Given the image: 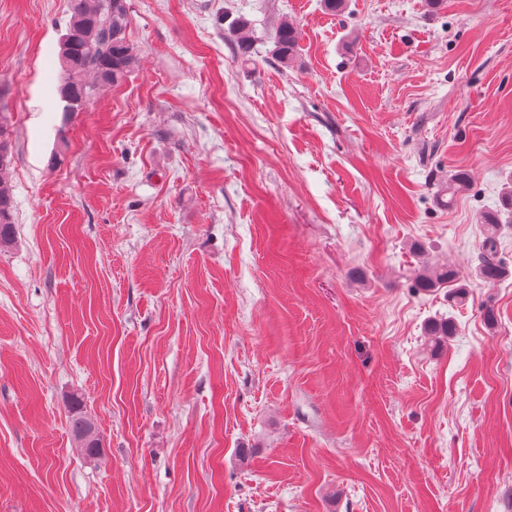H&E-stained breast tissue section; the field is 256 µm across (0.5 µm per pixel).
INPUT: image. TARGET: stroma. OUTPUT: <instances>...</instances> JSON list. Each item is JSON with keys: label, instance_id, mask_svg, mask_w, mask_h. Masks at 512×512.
Segmentation results:
<instances>
[{"label": "stroma", "instance_id": "1", "mask_svg": "<svg viewBox=\"0 0 512 512\" xmlns=\"http://www.w3.org/2000/svg\"><path fill=\"white\" fill-rule=\"evenodd\" d=\"M128 4L138 67L67 112L68 0H0V512H512V278L476 275L512 182V0ZM425 261L466 305L416 288ZM298 31L295 24L284 17L278 22L274 32L273 40L275 46V56L281 64L288 66L297 54ZM230 33L240 54L247 55L252 51L255 36L251 22L246 19H238L232 22ZM12 151L10 129L0 113V251L10 249L16 240L14 198L10 182ZM458 273L448 265L423 266L415 276L416 288L422 291H431L443 285H456L448 289V303L464 305L469 299V291L464 284H460ZM424 334L431 336L432 343L438 346L456 334V325L449 317L448 319H432L425 325ZM72 411L73 433L84 455L95 459L101 454L102 444L91 420L83 412V401L79 396H74L70 402Z\"/></svg>", "mask_w": 512, "mask_h": 512}]
</instances>
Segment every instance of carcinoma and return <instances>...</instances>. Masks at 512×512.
Wrapping results in <instances>:
<instances>
[{
  "mask_svg": "<svg viewBox=\"0 0 512 512\" xmlns=\"http://www.w3.org/2000/svg\"><path fill=\"white\" fill-rule=\"evenodd\" d=\"M69 19L60 51L64 77L59 85V96L64 111L79 112L92 101L100 90L123 82L135 69L138 57L135 47L127 38L129 6L127 0H68ZM230 33L237 50L242 55L252 51L255 40L251 22L238 19L231 23ZM273 40L275 56L286 65L293 61L298 48V31L295 24L284 17L278 22ZM12 151L10 129L6 117L0 113V251L13 246L16 240L14 198L10 182ZM467 186V177L458 172L448 180V201L453 204L456 195ZM484 240L483 256L478 266L480 279L492 286L512 275V270L497 256L498 234L502 215L487 213L480 216ZM454 284L448 289V302L463 305L469 291L459 283L458 273L446 265L423 266L415 276V285L422 291H431L443 285ZM424 334L438 346L456 334L451 319H432ZM73 433L84 455L96 459L102 444L91 420L83 412V401L75 396L70 402Z\"/></svg>",
  "mask_w": 512,
  "mask_h": 512,
  "instance_id": "1",
  "label": "carcinoma"
}]
</instances>
